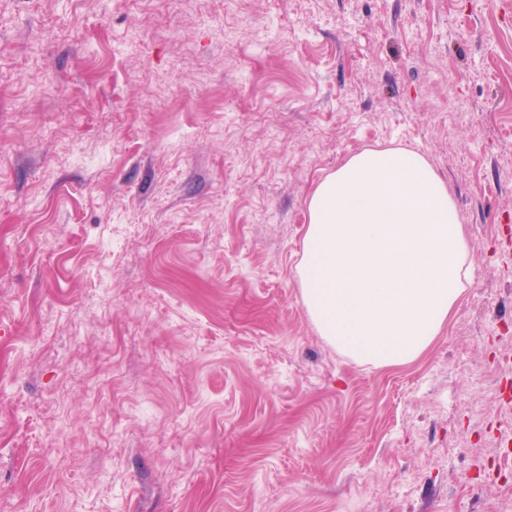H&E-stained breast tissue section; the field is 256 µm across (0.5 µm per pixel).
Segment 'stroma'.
<instances>
[{"instance_id": "1", "label": "stroma", "mask_w": 512, "mask_h": 512, "mask_svg": "<svg viewBox=\"0 0 512 512\" xmlns=\"http://www.w3.org/2000/svg\"><path fill=\"white\" fill-rule=\"evenodd\" d=\"M501 0H0V512H512ZM403 148L473 281L427 350L307 318L316 185Z\"/></svg>"}]
</instances>
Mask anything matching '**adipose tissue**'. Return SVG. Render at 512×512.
I'll list each match as a JSON object with an SVG mask.
<instances>
[{
	"instance_id": "1",
	"label": "adipose tissue",
	"mask_w": 512,
	"mask_h": 512,
	"mask_svg": "<svg viewBox=\"0 0 512 512\" xmlns=\"http://www.w3.org/2000/svg\"><path fill=\"white\" fill-rule=\"evenodd\" d=\"M307 211L296 272L319 335L360 363L419 358L472 282L443 181L416 153L367 150L317 185Z\"/></svg>"
}]
</instances>
